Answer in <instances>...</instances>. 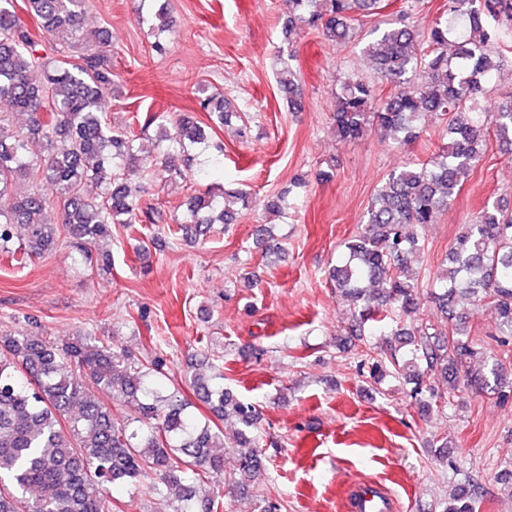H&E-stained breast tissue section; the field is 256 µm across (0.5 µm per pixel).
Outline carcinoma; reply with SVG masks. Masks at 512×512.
I'll list each match as a JSON object with an SVG mask.
<instances>
[{"mask_svg": "<svg viewBox=\"0 0 512 512\" xmlns=\"http://www.w3.org/2000/svg\"><path fill=\"white\" fill-rule=\"evenodd\" d=\"M283 34L299 25L321 30L324 39L352 37L351 14L381 9L382 0H285ZM24 9L53 43L32 39L15 0H0V255L21 266L53 248L57 233L75 240L86 256L112 237V225L161 227L172 241L206 235L216 224H234L239 204L253 203L242 189L209 187L189 196L182 218H168L165 205L148 203L137 179L173 182L183 178L177 156L198 150L197 171L206 179L224 167V148L207 154L213 126L239 121L238 136L251 129L245 112L224 93L196 84L192 93L211 124L183 114L174 127L157 123L155 113L135 114L122 128L104 119L114 88L112 56L104 30H84L85 0H23ZM166 26L164 0H141ZM512 22V0H448L447 17L422 34L393 22L363 47L387 95L370 83L346 78L336 96L332 124L336 138L351 142L374 126L397 142L417 138L416 122L426 113L446 119L444 144L433 158L391 171L364 215V227L346 244L343 261L329 273L336 290L357 310L349 336L364 335L370 322L385 323L418 309L419 271L412 262L425 251L419 229L448 208L485 153L486 133L512 144V102L489 111L485 86L495 70L491 48L512 36L500 23ZM61 41L79 50L76 60L54 56ZM277 82L291 108H302L303 89L295 51L278 56ZM27 116L23 126L16 114ZM156 126L153 152L143 154L141 134ZM22 182H49L58 190L59 219L50 221V201L39 190L16 192ZM93 183L95 196L82 193ZM432 299L448 328L429 320L396 325L397 347L372 363L379 384L397 376L425 415L431 401L455 392L432 385L437 374L450 380L464 374L471 388L512 397L499 382V363L459 327L458 295L485 301L497 316L496 336L512 351V210L486 203L456 238L448 268L436 278ZM160 359L139 360L102 341L79 337L58 346L36 334H0V512H108L105 495L147 487L155 494L176 490L171 512H224V496H245L248 482L266 474L271 457L253 429L256 406L224 387V372H196L190 388L209 409L203 416L175 388L159 386ZM132 406L136 416L122 421L113 407ZM233 415L240 429L232 454L234 475L224 470V431ZM477 493L458 494L442 512H478Z\"/></svg>", "mask_w": 512, "mask_h": 512, "instance_id": "obj_1", "label": "carcinoma"}]
</instances>
